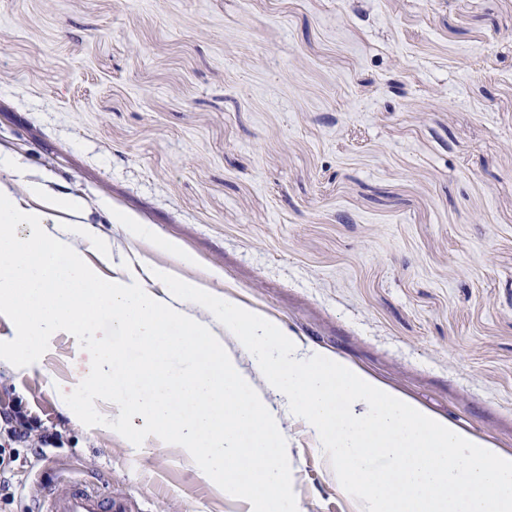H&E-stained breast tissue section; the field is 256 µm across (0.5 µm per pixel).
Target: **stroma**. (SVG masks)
I'll use <instances>...</instances> for the list:
<instances>
[{
	"mask_svg": "<svg viewBox=\"0 0 512 512\" xmlns=\"http://www.w3.org/2000/svg\"><path fill=\"white\" fill-rule=\"evenodd\" d=\"M0 147L196 260L148 263L276 320L512 452V0H0ZM0 318V409L57 435L17 448L31 512L53 477L137 512H247L175 448L130 445L72 392L61 337L20 365ZM301 512H356L283 417Z\"/></svg>",
	"mask_w": 512,
	"mask_h": 512,
	"instance_id": "stroma-1",
	"label": "stroma"
}]
</instances>
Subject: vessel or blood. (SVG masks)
Wrapping results in <instances>:
<instances>
[{
	"label": "vessel or blood",
	"instance_id": "obj_1",
	"mask_svg": "<svg viewBox=\"0 0 512 512\" xmlns=\"http://www.w3.org/2000/svg\"><path fill=\"white\" fill-rule=\"evenodd\" d=\"M39 507L40 512H135L129 503L115 500L111 491L83 479L48 482Z\"/></svg>",
	"mask_w": 512,
	"mask_h": 512
}]
</instances>
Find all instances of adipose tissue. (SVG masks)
Instances as JSON below:
<instances>
[{
    "instance_id": "ef3b65f1",
    "label": "adipose tissue",
    "mask_w": 512,
    "mask_h": 512,
    "mask_svg": "<svg viewBox=\"0 0 512 512\" xmlns=\"http://www.w3.org/2000/svg\"><path fill=\"white\" fill-rule=\"evenodd\" d=\"M0 181V317L39 360L59 336L89 355L78 390L134 438L178 449L248 512H283L301 417L357 512H512V453L411 404L230 297L121 261L110 277L77 244L83 199L14 157ZM270 350L267 358L258 357ZM186 367L171 371L174 356Z\"/></svg>"
}]
</instances>
